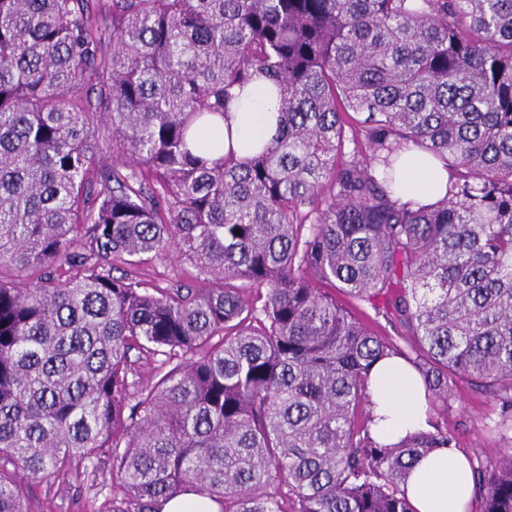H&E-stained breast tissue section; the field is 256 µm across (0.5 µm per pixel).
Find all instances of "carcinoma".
<instances>
[{"label": "carcinoma", "mask_w": 512, "mask_h": 512, "mask_svg": "<svg viewBox=\"0 0 512 512\" xmlns=\"http://www.w3.org/2000/svg\"><path fill=\"white\" fill-rule=\"evenodd\" d=\"M257 76L276 133L208 158ZM410 147L443 198L395 196ZM172 259L215 287L141 278ZM394 355L430 430L383 446ZM460 384L508 439L512 0H0V512L103 456L112 512H415ZM473 480L512 512L511 453ZM220 507L197 492L186 491L169 500L162 512H219Z\"/></svg>", "instance_id": "1"}]
</instances>
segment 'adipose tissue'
Returning <instances> with one entry per match:
<instances>
[{"instance_id": "1", "label": "adipose tissue", "mask_w": 512, "mask_h": 512, "mask_svg": "<svg viewBox=\"0 0 512 512\" xmlns=\"http://www.w3.org/2000/svg\"><path fill=\"white\" fill-rule=\"evenodd\" d=\"M275 93L270 84L257 80L235 90L230 126L210 127L209 135L231 138L240 155L265 143L275 131ZM448 172L432 156L404 150L394 190L405 201L426 203L442 197ZM371 433L383 444H395L428 427L429 398L418 373L398 357H387L372 369ZM472 472L468 457L459 448H442L414 466L404 486L414 512H471Z\"/></svg>"}]
</instances>
